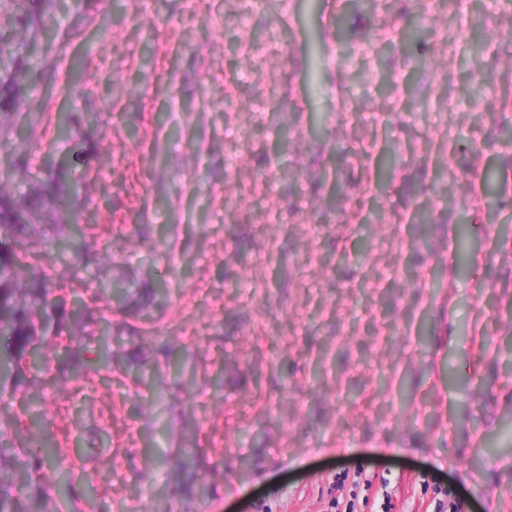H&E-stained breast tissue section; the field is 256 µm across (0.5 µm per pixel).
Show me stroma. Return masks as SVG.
<instances>
[{
  "label": "stroma",
  "instance_id": "obj_1",
  "mask_svg": "<svg viewBox=\"0 0 512 512\" xmlns=\"http://www.w3.org/2000/svg\"><path fill=\"white\" fill-rule=\"evenodd\" d=\"M243 8L0 0L31 21L0 194L39 201L30 268L73 239L39 381L0 395L69 467L26 512H512V45L430 34L482 0ZM416 26L428 69L367 64Z\"/></svg>",
  "mask_w": 512,
  "mask_h": 512
}]
</instances>
